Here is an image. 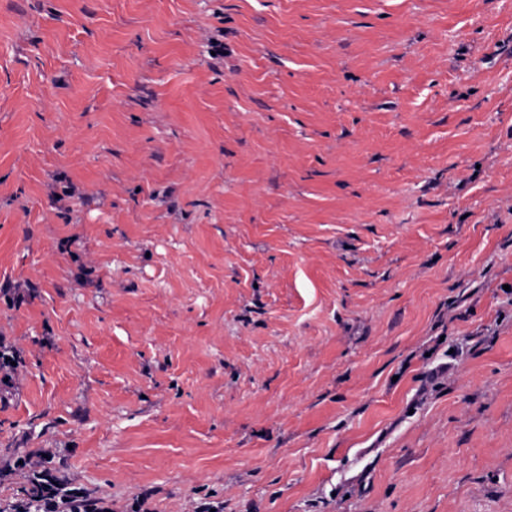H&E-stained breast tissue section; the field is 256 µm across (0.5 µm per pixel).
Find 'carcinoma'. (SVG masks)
Wrapping results in <instances>:
<instances>
[{
    "label": "carcinoma",
    "mask_w": 512,
    "mask_h": 512,
    "mask_svg": "<svg viewBox=\"0 0 512 512\" xmlns=\"http://www.w3.org/2000/svg\"><path fill=\"white\" fill-rule=\"evenodd\" d=\"M18 362L14 349L0 341V384L10 385ZM17 472L21 476L13 496L0 499V512H112L105 499L76 487L60 475L64 461L33 460V454L20 455Z\"/></svg>",
    "instance_id": "carcinoma-1"
}]
</instances>
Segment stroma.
Masks as SVG:
<instances>
[{"instance_id": "35a3bbf8", "label": "stroma", "mask_w": 512, "mask_h": 512, "mask_svg": "<svg viewBox=\"0 0 512 512\" xmlns=\"http://www.w3.org/2000/svg\"><path fill=\"white\" fill-rule=\"evenodd\" d=\"M0 498L512 512V0H0ZM32 458V453L17 457L16 470L22 482L13 496L0 499V512H112L104 498L59 476L63 460L56 466L53 460Z\"/></svg>"}]
</instances>
